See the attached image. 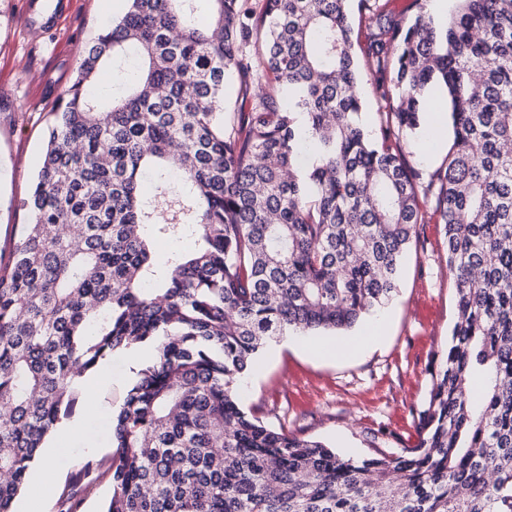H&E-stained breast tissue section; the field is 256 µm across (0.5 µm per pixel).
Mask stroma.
I'll list each match as a JSON object with an SVG mask.
<instances>
[{
	"instance_id": "stroma-1",
	"label": "stroma",
	"mask_w": 512,
	"mask_h": 512,
	"mask_svg": "<svg viewBox=\"0 0 512 512\" xmlns=\"http://www.w3.org/2000/svg\"><path fill=\"white\" fill-rule=\"evenodd\" d=\"M22 0H0V258L9 259L21 225L31 223L22 201L29 194L44 150V135L63 101L85 49L116 18L122 0H75L72 13L51 34L28 30L19 20ZM454 132L420 127L400 140L403 159L419 175L418 195L428 223L406 252L392 299L375 309L383 317L381 339L355 354L322 357L315 346L355 339L368 326L319 336L288 335L271 341L239 388L241 405L272 427L318 439L337 453L362 458L401 452L418 439L438 356L456 319L455 279L446 263L442 227L434 217L431 185ZM133 379L129 358L117 353L95 373L100 403L76 408L97 432V450L80 437L56 451L55 486L89 459L110 451L112 409Z\"/></svg>"
}]
</instances>
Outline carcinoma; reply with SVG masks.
Segmentation results:
<instances>
[{
    "label": "carcinoma",
    "instance_id": "1",
    "mask_svg": "<svg viewBox=\"0 0 512 512\" xmlns=\"http://www.w3.org/2000/svg\"><path fill=\"white\" fill-rule=\"evenodd\" d=\"M53 112L0 266V512H13L75 377L150 346L112 451L57 512H512V0L437 25L359 0H123ZM112 66L119 95L91 86ZM392 67L375 133L361 70ZM446 94L438 174L457 317L414 448L363 459L276 430L238 397L271 340L352 327L397 288L425 223L397 143ZM181 150L172 151L174 145ZM186 242L160 264L162 242Z\"/></svg>",
    "mask_w": 512,
    "mask_h": 512
}]
</instances>
